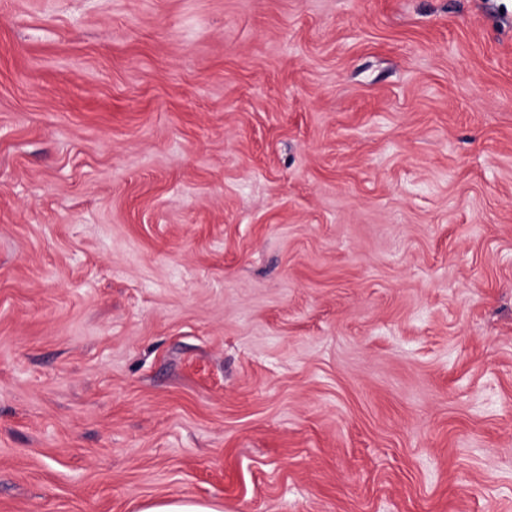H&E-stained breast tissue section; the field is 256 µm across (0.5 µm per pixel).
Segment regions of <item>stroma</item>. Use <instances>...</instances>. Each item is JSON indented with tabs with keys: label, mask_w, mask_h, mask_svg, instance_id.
I'll use <instances>...</instances> for the list:
<instances>
[{
	"label": "stroma",
	"mask_w": 512,
	"mask_h": 512,
	"mask_svg": "<svg viewBox=\"0 0 512 512\" xmlns=\"http://www.w3.org/2000/svg\"><path fill=\"white\" fill-rule=\"evenodd\" d=\"M512 512V0H0V512ZM141 512H222L216 505L184 500H158L147 504Z\"/></svg>",
	"instance_id": "obj_1"
}]
</instances>
